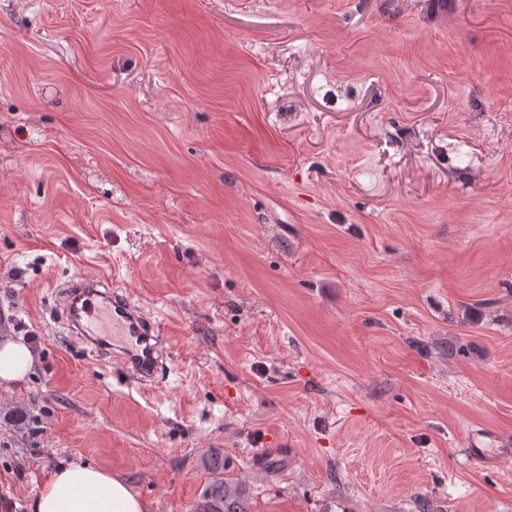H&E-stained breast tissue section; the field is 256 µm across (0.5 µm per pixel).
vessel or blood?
<instances>
[{"label":"vessel or blood","instance_id":"b4317fda","mask_svg":"<svg viewBox=\"0 0 512 512\" xmlns=\"http://www.w3.org/2000/svg\"><path fill=\"white\" fill-rule=\"evenodd\" d=\"M60 316L80 336L88 359L118 364L132 384L150 387L162 375L165 347L159 323L111 277L89 273L60 286Z\"/></svg>","mask_w":512,"mask_h":512}]
</instances>
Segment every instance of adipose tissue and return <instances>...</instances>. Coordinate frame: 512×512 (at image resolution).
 I'll return each mask as SVG.
<instances>
[{
	"label": "adipose tissue",
	"instance_id": "adipose-tissue-1",
	"mask_svg": "<svg viewBox=\"0 0 512 512\" xmlns=\"http://www.w3.org/2000/svg\"><path fill=\"white\" fill-rule=\"evenodd\" d=\"M27 342L0 336V388L23 384L35 363ZM34 512H147L144 499L123 479L105 470L74 462L45 477L34 501Z\"/></svg>",
	"mask_w": 512,
	"mask_h": 512
}]
</instances>
